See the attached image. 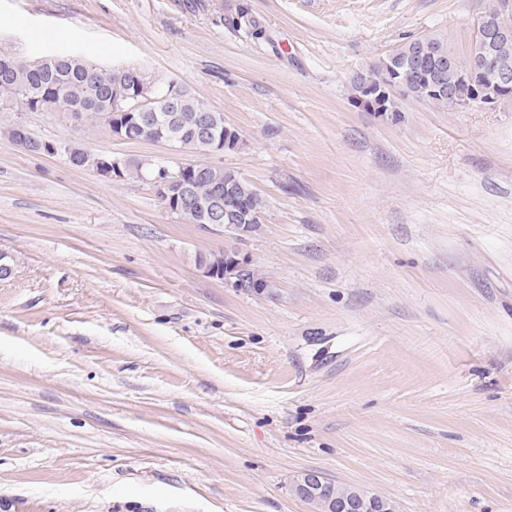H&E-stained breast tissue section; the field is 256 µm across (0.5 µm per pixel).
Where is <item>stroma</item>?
<instances>
[{
    "instance_id": "35a3bbf8",
    "label": "stroma",
    "mask_w": 512,
    "mask_h": 512,
    "mask_svg": "<svg viewBox=\"0 0 512 512\" xmlns=\"http://www.w3.org/2000/svg\"><path fill=\"white\" fill-rule=\"evenodd\" d=\"M247 7L258 36L236 27ZM512 0H0V48L138 67L221 112L238 149L35 135L236 171L237 234L0 135V512H313V469L393 512H512V101L354 106L359 69ZM238 253L263 292L209 276Z\"/></svg>"
}]
</instances>
